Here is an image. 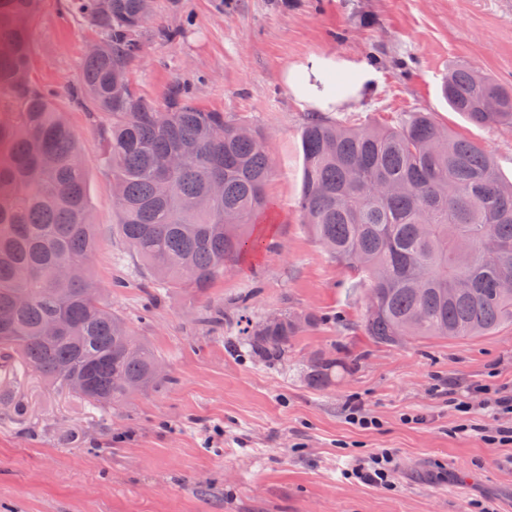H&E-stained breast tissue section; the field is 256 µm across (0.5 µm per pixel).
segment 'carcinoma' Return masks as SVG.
<instances>
[{"mask_svg":"<svg viewBox=\"0 0 512 512\" xmlns=\"http://www.w3.org/2000/svg\"><path fill=\"white\" fill-rule=\"evenodd\" d=\"M42 0H0V364L17 361L93 408L112 409L162 381L158 354L137 339L88 278L94 245L86 172L75 135L51 94L31 77V28ZM105 46L85 58L80 92L106 118V163L121 187L115 206L128 246L170 288L205 291L258 246L247 229L266 206L272 162L263 134L199 108L183 86L164 102L140 93L129 71L141 52L137 0H68ZM441 92L477 126L512 125V87L468 67L448 71ZM195 152L167 173L168 155ZM298 209L329 255L368 286L365 333L382 345L410 337L486 336L512 324V183L476 145L426 112L396 127H348L317 115L301 135ZM224 194L203 205L209 183ZM72 326L57 337L45 323ZM297 318L281 314L246 332L256 356L280 360ZM324 358L311 380H329Z\"/></svg>","mask_w":512,"mask_h":512,"instance_id":"cac0c4a2","label":"carcinoma"}]
</instances>
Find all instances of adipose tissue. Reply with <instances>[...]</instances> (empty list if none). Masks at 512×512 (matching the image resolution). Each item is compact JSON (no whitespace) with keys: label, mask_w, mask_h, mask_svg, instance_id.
Wrapping results in <instances>:
<instances>
[{"label":"adipose tissue","mask_w":512,"mask_h":512,"mask_svg":"<svg viewBox=\"0 0 512 512\" xmlns=\"http://www.w3.org/2000/svg\"><path fill=\"white\" fill-rule=\"evenodd\" d=\"M281 82L296 101L318 112H332L373 93L378 72L368 63L312 53L287 66Z\"/></svg>","instance_id":"1"}]
</instances>
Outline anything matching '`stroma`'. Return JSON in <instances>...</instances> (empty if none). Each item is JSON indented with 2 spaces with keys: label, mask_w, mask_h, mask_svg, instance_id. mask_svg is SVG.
<instances>
[{
  "label": "stroma",
  "mask_w": 512,
  "mask_h": 512,
  "mask_svg": "<svg viewBox=\"0 0 512 512\" xmlns=\"http://www.w3.org/2000/svg\"><path fill=\"white\" fill-rule=\"evenodd\" d=\"M44 0L32 27V76L74 130L96 226L90 272L113 310L158 353L166 378L111 410H97L34 371L0 370V512H512V447L454 433L447 394L493 384L512 393V325L488 336H366L367 287L315 241L297 208L300 135L311 111L291 98L282 69L310 53L365 60L380 74L366 100L329 120L395 126L431 113L489 153L512 181V127H479L441 95L449 69L469 65L512 85V0H154L130 70L163 100L176 84L195 103L260 129L273 159L269 204L255 221L260 247L206 292L163 290L117 231L101 114L69 95L99 34ZM313 316L269 363L242 343L246 323ZM337 366L327 385L307 372ZM379 419L363 431L345 407ZM397 455L396 486L345 478L355 458Z\"/></svg>",
  "instance_id": "obj_1"
}]
</instances>
